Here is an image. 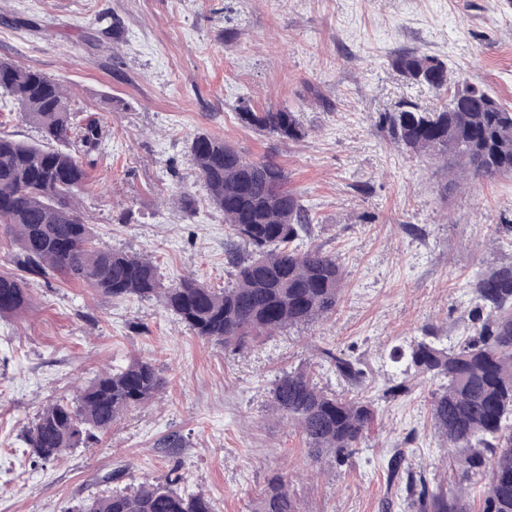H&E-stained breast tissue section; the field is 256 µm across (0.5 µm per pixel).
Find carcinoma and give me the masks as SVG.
<instances>
[{
  "label": "carcinoma",
  "instance_id": "1",
  "mask_svg": "<svg viewBox=\"0 0 512 512\" xmlns=\"http://www.w3.org/2000/svg\"><path fill=\"white\" fill-rule=\"evenodd\" d=\"M393 67L408 81L448 93L435 111L404 101L380 115L399 148L442 159L451 175L495 181L512 177V110L488 90L448 70L444 61L418 52L400 54ZM0 96L12 99L24 121L41 133L39 143L0 135V224L16 245L18 270L46 278L62 273L113 298L154 299L202 340L236 350L287 329L321 321L334 312L344 273L336 256L302 248L314 216L286 188L284 169L273 159H247L207 132L188 144L196 175L210 204L224 216L230 238L249 249H226L234 280L211 288L185 276L164 288L154 261L103 245L94 238L80 205L88 178L82 157L59 144L77 134L83 152L97 148L93 123L75 126L71 94L64 81L0 60ZM242 121L279 139L303 136L288 109L239 112ZM472 327L460 342L444 346L424 332L392 358L404 372L438 382L429 401L431 421L446 457L462 479L450 489L434 488L416 472L407 453L394 450L390 481L405 492L411 512H512V262L488 263L471 285ZM29 304L24 278L0 275V316L23 313ZM336 376L351 386L365 370L342 352H323ZM166 382L147 360L132 357L112 372L77 389L72 399L46 405L25 435L32 455L51 462L63 452L88 448L133 407L158 396ZM374 402L320 387L304 370L277 375L268 409L299 428L314 461L332 455L347 464L365 444ZM179 477L146 480L132 490H114L81 503L77 512H213L201 493L174 488ZM250 512H299L285 474L269 478Z\"/></svg>",
  "mask_w": 512,
  "mask_h": 512
}]
</instances>
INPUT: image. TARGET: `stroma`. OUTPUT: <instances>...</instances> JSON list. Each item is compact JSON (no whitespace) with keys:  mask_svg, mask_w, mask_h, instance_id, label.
<instances>
[{"mask_svg":"<svg viewBox=\"0 0 512 512\" xmlns=\"http://www.w3.org/2000/svg\"><path fill=\"white\" fill-rule=\"evenodd\" d=\"M407 51L439 57L512 107V0H0V59L64 80L78 123H98L80 193L97 239L151 256L164 285L193 275L223 287L229 235L187 149L207 132L245 157L275 156L313 209L310 244L345 272L333 315L243 353L192 335L155 301L33 281L28 309L0 317V512H74L86 497L170 474L214 512H249L277 473L300 512H409L384 470L408 433L413 466L431 485L454 484L430 420L432 382L381 393L403 379L392 350L427 329L445 344L466 335L484 259L512 262L500 230L512 222V178L451 186L441 162L393 146L381 113L447 100L394 70ZM245 104L297 112L304 137L245 124ZM182 187L196 194L194 213L172 199ZM326 349L365 364L358 392L375 401L363 448L340 467L311 462L299 431L267 407L272 380L291 367L344 391ZM132 355L153 362L164 391L92 447L32 456L24 437L40 410ZM176 438L181 447H167Z\"/></svg>","mask_w":512,"mask_h":512,"instance_id":"obj_1","label":"stroma"}]
</instances>
